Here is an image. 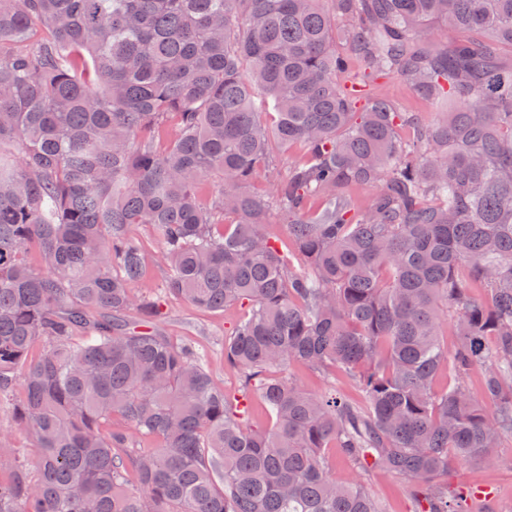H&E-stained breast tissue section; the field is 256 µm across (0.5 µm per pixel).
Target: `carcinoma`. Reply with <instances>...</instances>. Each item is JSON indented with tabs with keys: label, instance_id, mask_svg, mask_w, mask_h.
I'll return each mask as SVG.
<instances>
[{
	"label": "carcinoma",
	"instance_id": "carcinoma-1",
	"mask_svg": "<svg viewBox=\"0 0 512 512\" xmlns=\"http://www.w3.org/2000/svg\"><path fill=\"white\" fill-rule=\"evenodd\" d=\"M436 24L469 37L441 46ZM504 46L512 0H0V399L38 448L0 456V512H385L373 474L411 512H471L442 477L512 437ZM382 75L442 108L399 111ZM134 224L169 295L247 307L224 337L237 393L154 330ZM294 362L364 402L307 393ZM364 487L387 512H409L411 504L403 480L381 475L366 482Z\"/></svg>",
	"mask_w": 512,
	"mask_h": 512
}]
</instances>
